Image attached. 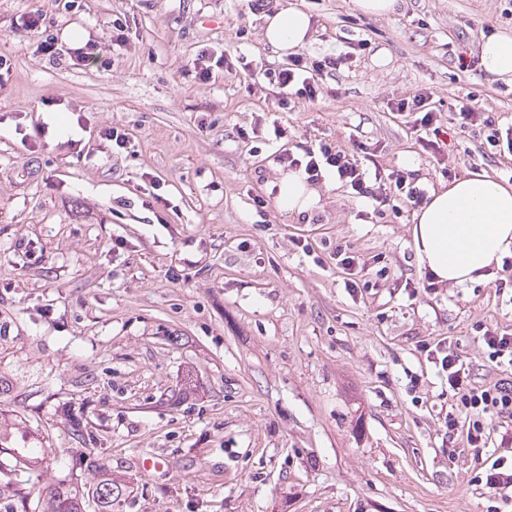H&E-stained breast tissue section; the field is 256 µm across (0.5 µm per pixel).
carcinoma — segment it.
<instances>
[{
  "mask_svg": "<svg viewBox=\"0 0 512 512\" xmlns=\"http://www.w3.org/2000/svg\"><path fill=\"white\" fill-rule=\"evenodd\" d=\"M69 434L84 451L67 473L45 485L56 449L18 448L0 423V499L9 501V512H118L130 495L125 481L98 456L96 437L81 423H69Z\"/></svg>",
  "mask_w": 512,
  "mask_h": 512,
  "instance_id": "obj_1",
  "label": "carcinoma"
}]
</instances>
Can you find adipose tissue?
Returning <instances> with one entry per match:
<instances>
[{"instance_id":"ef3b65f1","label":"adipose tissue","mask_w":512,"mask_h":512,"mask_svg":"<svg viewBox=\"0 0 512 512\" xmlns=\"http://www.w3.org/2000/svg\"><path fill=\"white\" fill-rule=\"evenodd\" d=\"M311 21L288 6L264 17L263 37L280 52L303 47ZM480 67L488 81L512 82V35L494 34L479 44ZM319 200L301 173L285 174L277 186L281 210L303 213ZM419 269L455 286L485 278L487 270L512 254V184L474 173L431 190L417 209L412 228Z\"/></svg>"}]
</instances>
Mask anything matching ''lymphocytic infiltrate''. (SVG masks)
Segmentation results:
<instances>
[{
  "label": "lymphocytic infiltrate",
  "instance_id": "1",
  "mask_svg": "<svg viewBox=\"0 0 512 512\" xmlns=\"http://www.w3.org/2000/svg\"><path fill=\"white\" fill-rule=\"evenodd\" d=\"M22 26L26 31L40 34V50L49 59L57 61L67 57L80 63L103 59L100 43L89 41L79 47H65L57 35L43 32L41 18L37 14L26 15ZM364 47V41L360 40L354 51L327 54L316 59L293 52L289 54L287 64L277 68L263 64L252 68L251 75L268 81L275 91L278 107L285 110L294 100L311 102L328 93V78L352 63L355 51ZM392 109L418 134L425 151L439 160L447 156V144L440 136L443 127L441 115L431 106L427 93L419 92L399 99ZM375 154V145L369 143L356 142L346 147L322 140L298 152L283 148L277 159L283 170L302 171L311 184L319 183L325 175H332L342 187L378 211L392 207L401 197L406 198L411 206H419L425 192L416 186L411 172L403 169L387 173L370 171L367 162ZM333 255L346 287L367 289L389 275L381 256L360 253L348 242H338ZM420 349L448 377V390L453 400L445 417L449 434L461 435L472 448H498V455L489 458L486 464L484 487L503 504L512 505V380L476 382L469 367L460 361L446 342L424 341ZM490 416L496 419V428H489L486 419Z\"/></svg>",
  "mask_w": 512,
  "mask_h": 512
}]
</instances>
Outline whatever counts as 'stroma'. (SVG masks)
I'll return each instance as SVG.
<instances>
[{"mask_svg": "<svg viewBox=\"0 0 512 512\" xmlns=\"http://www.w3.org/2000/svg\"><path fill=\"white\" fill-rule=\"evenodd\" d=\"M275 3L311 18L307 57L367 42L332 95L288 111L247 71L181 75L206 48L287 62L248 0H0V371L17 376L0 418L18 420L20 447L56 449L59 475L77 452L68 421H88L130 483L123 512H488V452L449 437L448 382L418 344L447 339L476 381L499 378L476 325L512 330V295L490 276L422 291L405 199L364 220L329 178L317 208L282 213L278 142L237 130L260 115L293 146L374 142L380 169L427 190L451 174L508 181L512 155L453 127L443 172L390 105L423 90L436 111L465 102L512 124V83L487 81L478 58L483 37L512 32V0H399L384 17ZM32 11L107 46L109 67L41 54L21 27ZM116 19L129 49L111 45ZM112 125L130 149L101 137ZM70 138L81 153L59 150ZM340 239L385 255L390 281L346 288L327 259ZM189 374L197 391L179 398Z\"/></svg>", "mask_w": 512, "mask_h": 512, "instance_id": "stroma-1", "label": "stroma"}]
</instances>
